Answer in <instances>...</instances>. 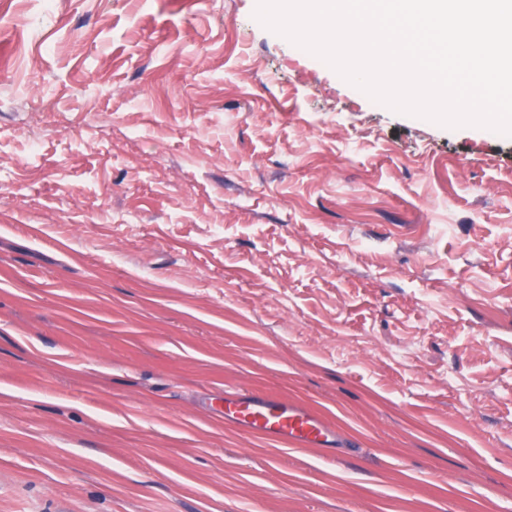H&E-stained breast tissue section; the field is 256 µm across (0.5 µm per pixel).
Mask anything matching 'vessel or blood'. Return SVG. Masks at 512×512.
<instances>
[{
    "label": "vessel or blood",
    "mask_w": 512,
    "mask_h": 512,
    "mask_svg": "<svg viewBox=\"0 0 512 512\" xmlns=\"http://www.w3.org/2000/svg\"><path fill=\"white\" fill-rule=\"evenodd\" d=\"M224 419L249 433L299 448L343 445L336 431L314 412L271 394L225 392Z\"/></svg>",
    "instance_id": "vessel-or-blood-1"
}]
</instances>
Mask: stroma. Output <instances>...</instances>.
Segmentation results:
<instances>
[{"label": "stroma", "mask_w": 512, "mask_h": 512, "mask_svg": "<svg viewBox=\"0 0 512 512\" xmlns=\"http://www.w3.org/2000/svg\"><path fill=\"white\" fill-rule=\"evenodd\" d=\"M256 2L0 0V512H512V136ZM224 421L299 448H344L336 431L314 412L271 394L225 391Z\"/></svg>", "instance_id": "35a3bbf8"}]
</instances>
